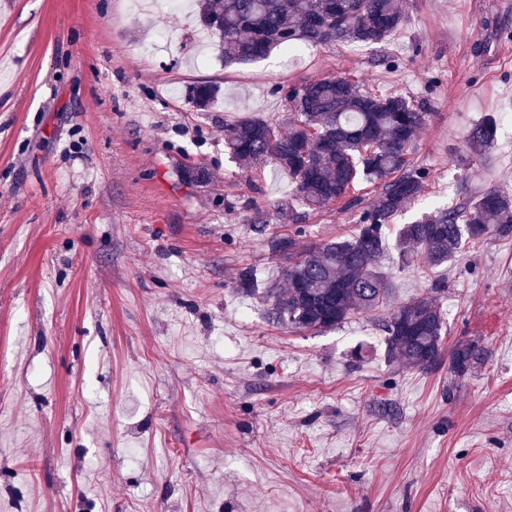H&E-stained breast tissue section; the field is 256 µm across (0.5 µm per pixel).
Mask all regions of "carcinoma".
Listing matches in <instances>:
<instances>
[{"mask_svg": "<svg viewBox=\"0 0 512 512\" xmlns=\"http://www.w3.org/2000/svg\"><path fill=\"white\" fill-rule=\"evenodd\" d=\"M198 22L224 64H243L276 47L362 43L381 45L405 17L397 0H198ZM291 113L281 126L261 118L234 121L225 143L239 163L272 164L288 173L294 189L275 205L276 217L299 223L297 208L319 210L340 200L357 207L351 191L365 182L378 189L374 204L362 209L356 231L321 244L301 245L299 233L272 242L280 259L284 288L264 290L270 321L297 332L324 331L360 312L374 311L392 298L394 284L381 269L385 232L422 194L428 172L412 167L410 151L429 112L401 95H382L348 77L306 81L291 88ZM218 94L197 85L191 102L198 110ZM495 123L469 128L471 149L491 147ZM512 233V193L499 187L460 191L450 204L423 212L397 228L396 246L405 260L417 256L430 266L451 261L467 242ZM448 285L395 305L380 324L385 354L411 368L429 371L440 362L447 333L440 297ZM471 338L449 354L452 371L463 376L484 358Z\"/></svg>", "mask_w": 512, "mask_h": 512, "instance_id": "carcinoma-1", "label": "carcinoma"}]
</instances>
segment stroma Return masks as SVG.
<instances>
[{
  "instance_id": "1",
  "label": "stroma",
  "mask_w": 512,
  "mask_h": 512,
  "mask_svg": "<svg viewBox=\"0 0 512 512\" xmlns=\"http://www.w3.org/2000/svg\"><path fill=\"white\" fill-rule=\"evenodd\" d=\"M398 2L384 44L227 67L188 7L0 0V512H512V235L383 262L399 302L447 282L445 348L486 351L462 378L388 362L385 311L293 332L237 288L278 279L269 241L295 227L250 220L292 186L232 160L224 128L284 119L279 86L422 105L415 211L512 189V125L486 158L466 144L512 115V0ZM199 84L220 88L205 111ZM357 218L305 212L302 241ZM495 123L492 119H487L477 123L469 128L466 140L471 149L481 153L491 147L495 138Z\"/></svg>"
}]
</instances>
